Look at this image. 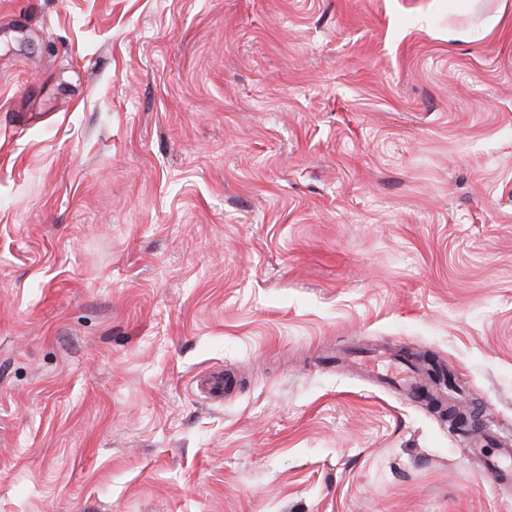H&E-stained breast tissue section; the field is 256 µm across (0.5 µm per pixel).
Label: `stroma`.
<instances>
[{
  "instance_id": "35a3bbf8",
  "label": "stroma",
  "mask_w": 512,
  "mask_h": 512,
  "mask_svg": "<svg viewBox=\"0 0 512 512\" xmlns=\"http://www.w3.org/2000/svg\"><path fill=\"white\" fill-rule=\"evenodd\" d=\"M0 512H512V0H0ZM242 378L221 404L194 380ZM380 357L367 352L358 357L354 363L364 372L376 374L387 381L390 385L409 392L418 393L422 387V381L417 377L411 367L402 361H390V367L386 370L379 371L375 367L376 362L380 361ZM512 444L499 448L496 455L486 459V468L499 487H511L512 485Z\"/></svg>"
}]
</instances>
